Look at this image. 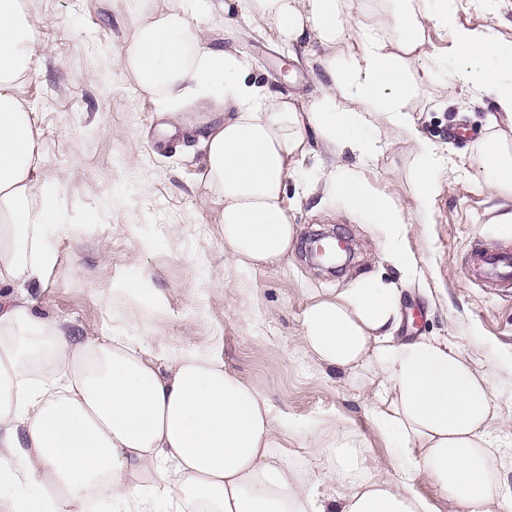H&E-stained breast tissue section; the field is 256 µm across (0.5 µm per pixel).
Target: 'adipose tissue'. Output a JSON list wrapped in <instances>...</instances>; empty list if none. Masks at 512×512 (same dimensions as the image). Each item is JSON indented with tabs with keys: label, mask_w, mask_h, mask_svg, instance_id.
I'll return each instance as SVG.
<instances>
[{
	"label": "adipose tissue",
	"mask_w": 512,
	"mask_h": 512,
	"mask_svg": "<svg viewBox=\"0 0 512 512\" xmlns=\"http://www.w3.org/2000/svg\"><path fill=\"white\" fill-rule=\"evenodd\" d=\"M125 61L137 88L161 112L222 109L199 132L201 179L219 207L224 258L255 271L293 254L288 179L313 146L321 194L378 226L393 267L417 262L404 239L410 220L433 223L440 145L419 130L409 106L439 56L450 93L487 98L489 136L474 155L485 181L512 197V39L493 27L457 24L458 0H137ZM248 29L288 48L317 87L303 97L258 85L251 56L215 44L201 23ZM40 25L23 0H0V512H434L410 490L415 474L445 490L457 512H512L499 494L489 426L499 407L487 377L447 339L398 337L403 292L380 275L329 295L300 313L304 353L327 367L375 378L372 418L396 448L398 478L382 479L357 456L333 471L344 492L319 495L315 482L275 452L268 398L223 364L180 351L158 361L147 342L120 333L80 337L35 316L27 291L56 256L46 218L59 209L37 195L44 163L34 113L17 94L32 77ZM445 33V54L430 32ZM400 129L414 155V208L375 191L360 162Z\"/></svg>",
	"instance_id": "ef3b65f1"
}]
</instances>
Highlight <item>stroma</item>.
Masks as SVG:
<instances>
[{
    "label": "stroma",
    "mask_w": 512,
    "mask_h": 512,
    "mask_svg": "<svg viewBox=\"0 0 512 512\" xmlns=\"http://www.w3.org/2000/svg\"><path fill=\"white\" fill-rule=\"evenodd\" d=\"M41 23L34 49L36 76L19 96L36 112L46 163L38 185L57 192L61 230L48 245L54 266L29 295L34 313L66 322L78 335L122 332L147 341L162 360L187 350L223 361L263 391L276 414L289 417L294 435L278 437L289 461L332 488L336 432L362 435L356 454L394 479L392 450L369 415V375L322 367L299 343V314L309 295L348 287L379 271L400 274L383 260L375 225L342 208L322 206L289 183L300 238L336 232L353 244L352 262L339 275L313 268L302 251L287 265L240 273L224 260L219 208L200 181L204 150L198 140L165 135L166 118L132 83L122 52L135 30L131 0H24ZM256 74L270 89L304 95L314 89L305 69L261 39L245 41ZM448 66L411 98L420 130L447 146L457 170L441 178L435 221L406 227L405 247L417 274L403 293L400 336H445L460 355L485 371L497 396L500 420L489 430L499 444L494 464L512 490V294L470 276L471 242H512V199L484 185L471 159L490 112L487 99L467 94L446 101ZM410 148L388 131L364 172L371 185L413 204ZM320 437L312 457L298 432Z\"/></svg>",
    "instance_id": "obj_1"
}]
</instances>
